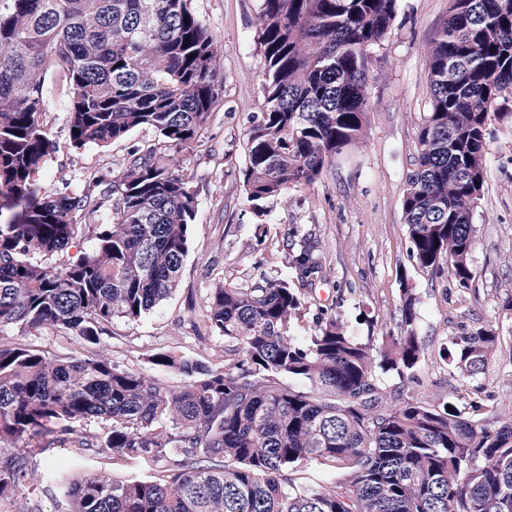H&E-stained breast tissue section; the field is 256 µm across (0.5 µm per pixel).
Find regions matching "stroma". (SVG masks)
Returning <instances> with one entry per match:
<instances>
[{
    "mask_svg": "<svg viewBox=\"0 0 512 512\" xmlns=\"http://www.w3.org/2000/svg\"><path fill=\"white\" fill-rule=\"evenodd\" d=\"M259 5L260 0H193L196 13L224 42V63L218 105L195 150L183 156L198 203L189 252L173 293L139 321L113 320L96 347L120 368L140 372L151 370L148 358L161 350L221 367L224 339L206 330L194 307L219 282L280 276L287 243L307 242L325 268L324 281L313 287L314 298L341 313L358 336L395 329L401 284L415 285L424 356L412 381L383 375L385 390L400 387L410 399L448 402L463 412L478 398L492 422L512 415V312L502 308L512 295V129L493 128L473 216L477 244L470 287H456L448 275L420 270L408 256L402 195L416 157L421 116L429 109L426 52L448 13V0H398L395 21L373 51L378 75L370 82L372 112L363 146L340 155L314 182L269 202L264 221L250 209L239 182L246 116L262 103L264 65L255 32ZM46 123L58 145L38 176L41 190L49 192L82 187L90 170L112 177L122 170L129 146L157 140L152 129L139 128L105 148L73 149L64 106L55 98L48 103ZM260 223L266 234L259 238L255 228ZM479 324L492 326L505 341L483 374L466 383L449 354L456 337ZM0 343L26 344L49 357L86 356L96 348L59 329L22 334L8 327L0 330ZM58 466L74 479L102 473L116 481L154 476L161 469L147 459L113 460L102 445L86 450L75 440L59 443L31 455L27 489L0 498V512H68L66 499L48 479Z\"/></svg>",
    "mask_w": 512,
    "mask_h": 512,
    "instance_id": "35a3bbf8",
    "label": "stroma"
}]
</instances>
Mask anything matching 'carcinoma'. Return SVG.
<instances>
[{
    "mask_svg": "<svg viewBox=\"0 0 512 512\" xmlns=\"http://www.w3.org/2000/svg\"><path fill=\"white\" fill-rule=\"evenodd\" d=\"M192 2L0 0V329L63 328L97 345L114 319L140 320L177 287L197 216L180 155L219 100L224 55ZM396 12L397 0H260L263 106L249 115L240 170L256 215L362 145L371 50ZM426 63L430 109L402 196L409 257L467 289L490 125L512 117L491 111L512 93V0H450ZM53 97L73 148L140 127L158 142L131 147L110 180L91 172L81 189L42 193L35 175L58 149L45 124ZM85 235L82 256L64 260ZM286 267L210 289L202 321L233 362L152 354L153 368L182 377L176 389L105 353L1 344L0 497L23 487L50 437L101 422L112 457L162 461L164 474L64 481L70 512H512L511 416L494 426L476 399L464 414L380 384L423 357L416 289L401 288L397 335L363 341L300 291L322 279L313 246L290 248ZM309 313V335H296ZM454 345L470 382L501 339L481 326ZM310 463L328 484L298 481Z\"/></svg>",
    "mask_w": 512,
    "mask_h": 512,
    "instance_id": "carcinoma-1",
    "label": "carcinoma"
}]
</instances>
